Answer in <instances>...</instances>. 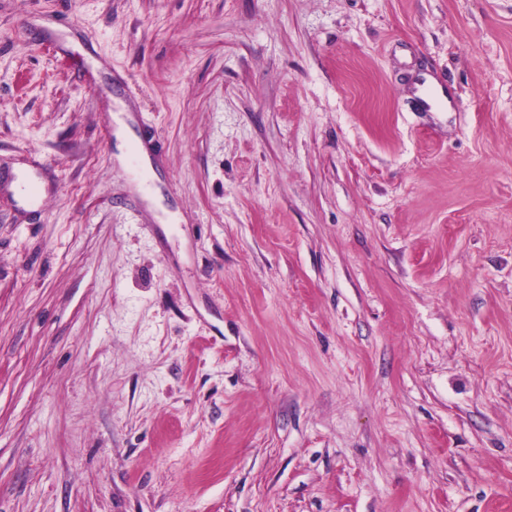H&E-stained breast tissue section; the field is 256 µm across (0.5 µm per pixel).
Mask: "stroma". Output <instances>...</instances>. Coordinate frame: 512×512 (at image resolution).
Returning <instances> with one entry per match:
<instances>
[{
    "label": "stroma",
    "instance_id": "1",
    "mask_svg": "<svg viewBox=\"0 0 512 512\" xmlns=\"http://www.w3.org/2000/svg\"><path fill=\"white\" fill-rule=\"evenodd\" d=\"M0 512H512V0H0Z\"/></svg>",
    "mask_w": 512,
    "mask_h": 512
}]
</instances>
